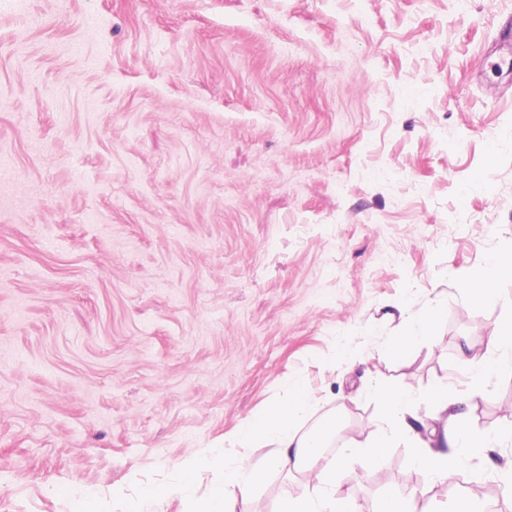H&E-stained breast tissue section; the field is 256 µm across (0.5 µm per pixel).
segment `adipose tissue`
Segmentation results:
<instances>
[{"instance_id":"1","label":"adipose tissue","mask_w":512,"mask_h":512,"mask_svg":"<svg viewBox=\"0 0 512 512\" xmlns=\"http://www.w3.org/2000/svg\"><path fill=\"white\" fill-rule=\"evenodd\" d=\"M512 276V257L497 252L489 253L474 271L469 287L476 301L497 304V284ZM373 395L380 401L391 424L390 434H379L368 442H358L346 448L344 456L360 458L376 464L383 460L386 448L402 443L408 448L412 464L439 483L455 479L460 456L471 448L486 447L488 435L476 432L461 414L449 412L448 390L437 384L424 390L423 396L433 411V419L440 427L437 438L419 434L410 422L415 394L409 385L397 387L374 385ZM317 402L315 394L302 386H294L288 401L271 405L247 418L240 426L236 441L243 448L256 444L269 445L268 467L280 472L306 471L308 494L298 500L283 499L277 512H355L350 496H325L342 458L324 454L326 442L321 430L301 431L299 424L308 416ZM197 467L187 463L177 483L150 486L138 499L127 501L125 512H145L148 503L174 495L182 497L190 512H228L229 500L247 497L265 477V471L252 467L246 460L225 465L224 478L213 486L209 496L196 499L193 495Z\"/></svg>"}]
</instances>
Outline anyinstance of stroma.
Listing matches in <instances>:
<instances>
[{
    "mask_svg": "<svg viewBox=\"0 0 512 512\" xmlns=\"http://www.w3.org/2000/svg\"><path fill=\"white\" fill-rule=\"evenodd\" d=\"M512 0H0V512H71L244 456L245 419L299 383L327 452L384 432L374 379L456 398L512 317L472 272L512 253ZM434 336L391 350L435 303ZM366 359L348 371L338 350ZM512 420V368L468 409ZM512 478V439L458 476ZM449 512L401 444L337 471ZM307 490L269 472L233 512Z\"/></svg>",
    "mask_w": 512,
    "mask_h": 512,
    "instance_id": "stroma-1",
    "label": "stroma"
}]
</instances>
